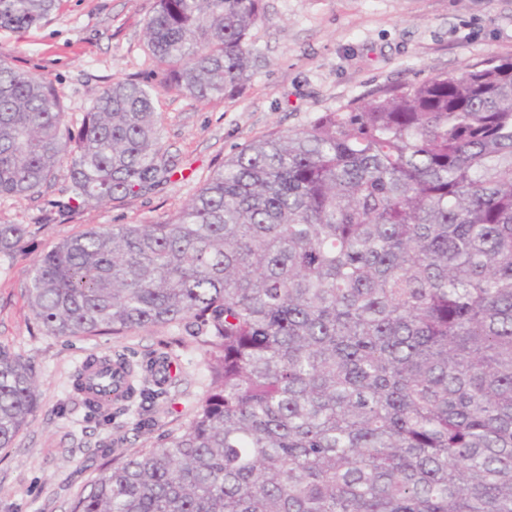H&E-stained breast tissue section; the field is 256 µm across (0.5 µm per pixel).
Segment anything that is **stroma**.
Returning a JSON list of instances; mask_svg holds the SVG:
<instances>
[{
    "instance_id": "1",
    "label": "stroma",
    "mask_w": 512,
    "mask_h": 512,
    "mask_svg": "<svg viewBox=\"0 0 512 512\" xmlns=\"http://www.w3.org/2000/svg\"><path fill=\"white\" fill-rule=\"evenodd\" d=\"M154 7L155 0H59L40 26L0 29V59L45 77L80 121L112 81L158 83L145 35ZM263 7L251 36L254 75L240 94L198 101L161 91L171 183L66 213L58 207L67 198L61 171L33 198L0 199V224L29 229L12 255H0V347L28 359L40 378L31 423L0 449V512H70L109 468L180 432L211 383L206 348L184 325L69 339L39 332L27 283L41 255L92 228L166 219L254 140L303 128L383 86L512 55V0H263ZM162 353L173 381L153 402H118L94 414L72 388L87 358L122 354L140 363Z\"/></svg>"
}]
</instances>
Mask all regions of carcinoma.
Segmentation results:
<instances>
[{
	"label": "carcinoma",
	"mask_w": 512,
	"mask_h": 512,
	"mask_svg": "<svg viewBox=\"0 0 512 512\" xmlns=\"http://www.w3.org/2000/svg\"><path fill=\"white\" fill-rule=\"evenodd\" d=\"M55 7L0 0V28ZM263 19L262 0H156L159 87L116 80L77 127L50 81L0 60V199L60 169L71 211L169 181L158 88L236 95ZM27 233L0 224V254ZM28 297L49 336H206L193 420L71 512H512V56L256 140L163 221L59 242ZM166 362L128 396L158 397ZM38 387L0 350V448Z\"/></svg>",
	"instance_id": "1"
}]
</instances>
